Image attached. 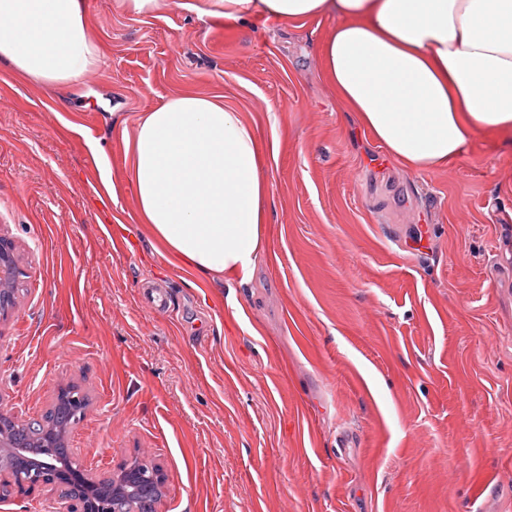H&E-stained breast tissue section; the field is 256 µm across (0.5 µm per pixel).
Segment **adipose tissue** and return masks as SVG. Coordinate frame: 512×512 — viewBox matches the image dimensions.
Masks as SVG:
<instances>
[{"label":"adipose tissue","mask_w":512,"mask_h":512,"mask_svg":"<svg viewBox=\"0 0 512 512\" xmlns=\"http://www.w3.org/2000/svg\"><path fill=\"white\" fill-rule=\"evenodd\" d=\"M201 16L334 24L321 73L345 112L403 168L447 169L472 132L512 143V0H193ZM0 63L67 85L102 63L84 0H0ZM128 180L154 248L211 280L246 274L266 247L267 161L223 98L179 92L126 143Z\"/></svg>","instance_id":"1"}]
</instances>
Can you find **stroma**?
<instances>
[{"label": "stroma", "instance_id": "35a3bbf8", "mask_svg": "<svg viewBox=\"0 0 512 512\" xmlns=\"http://www.w3.org/2000/svg\"><path fill=\"white\" fill-rule=\"evenodd\" d=\"M85 7L97 70L39 88L0 64V237L24 271L0 412L39 419L78 386L70 454L101 473L153 461L157 512H469L489 475V508L512 512V148L475 132L448 170L399 166L320 78L329 18ZM187 90L243 112L268 156L243 280L175 266L139 224L125 141ZM62 509L48 485L0 502Z\"/></svg>", "mask_w": 512, "mask_h": 512}]
</instances>
